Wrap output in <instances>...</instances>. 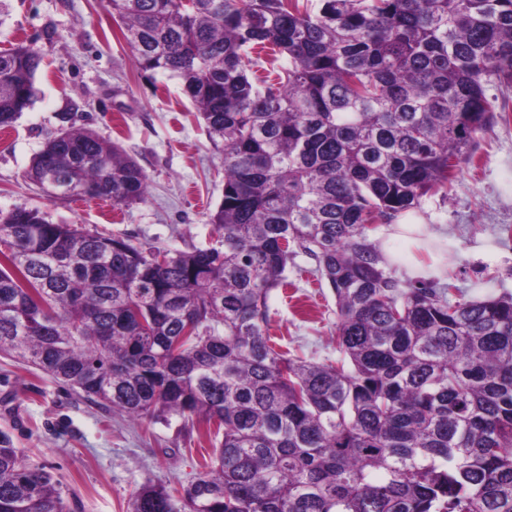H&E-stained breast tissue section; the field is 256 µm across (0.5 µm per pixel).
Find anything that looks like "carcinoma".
I'll use <instances>...</instances> for the list:
<instances>
[{
  "label": "carcinoma",
  "mask_w": 512,
  "mask_h": 512,
  "mask_svg": "<svg viewBox=\"0 0 512 512\" xmlns=\"http://www.w3.org/2000/svg\"><path fill=\"white\" fill-rule=\"evenodd\" d=\"M320 2L108 0L140 72L178 80L222 151L221 248L0 211V354L214 448L185 485L142 482L128 512H512V296L402 282L367 235L448 197L497 121L485 84H512V0ZM41 62L0 52L1 128L33 105ZM27 177L57 199L148 196L134 159L73 125ZM300 251L336 297V364L268 334ZM0 512H70L5 433Z\"/></svg>",
  "instance_id": "carcinoma-1"
}]
</instances>
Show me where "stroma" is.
Segmentation results:
<instances>
[{
	"label": "stroma",
	"instance_id": "35a3bbf8",
	"mask_svg": "<svg viewBox=\"0 0 512 512\" xmlns=\"http://www.w3.org/2000/svg\"><path fill=\"white\" fill-rule=\"evenodd\" d=\"M44 56L38 97L14 127L0 131V210L34 208L56 224L128 235L159 247L219 246L209 215L222 198L219 151L176 80L141 76L106 0H5L0 52L23 39ZM505 119L477 136L447 196L428 195L411 217L424 226L418 248L376 225L368 236L401 281L452 282L470 298L512 294V85L489 82ZM119 143L148 178L132 206L108 200H57L31 183V160L63 121ZM298 254L288 289L272 291L270 335L285 349L324 364L340 359L336 300ZM58 478L74 512H126L145 479L185 484L201 471L209 440L180 419L133 422L112 414L41 371L0 355V433Z\"/></svg>",
	"mask_w": 512,
	"mask_h": 512
}]
</instances>
